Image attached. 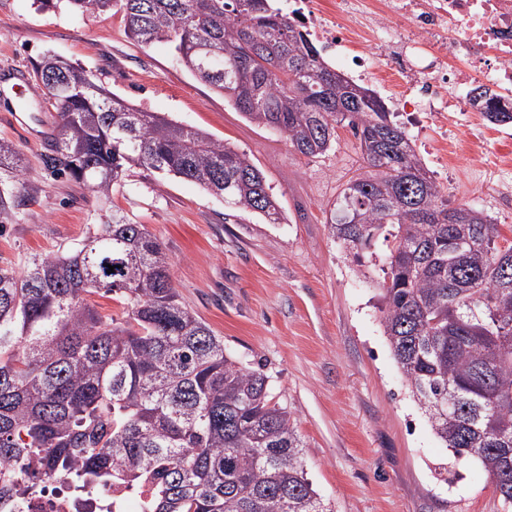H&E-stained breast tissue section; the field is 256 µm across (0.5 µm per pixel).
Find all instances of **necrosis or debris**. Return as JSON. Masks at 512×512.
<instances>
[{
    "instance_id": "necrosis-or-debris-1",
    "label": "necrosis or debris",
    "mask_w": 512,
    "mask_h": 512,
    "mask_svg": "<svg viewBox=\"0 0 512 512\" xmlns=\"http://www.w3.org/2000/svg\"><path fill=\"white\" fill-rule=\"evenodd\" d=\"M323 48L336 51L358 44L361 31L376 32L383 67L369 76L385 83L398 79L406 92L402 112H466L469 87L485 83L512 92V0H325L306 14ZM39 493L24 512H77L57 480L37 476ZM152 488L115 482L96 490L94 500L114 512H143Z\"/></svg>"
}]
</instances>
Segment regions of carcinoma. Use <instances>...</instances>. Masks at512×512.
Returning <instances> with one entry per match:
<instances>
[{"instance_id":"1","label":"carcinoma","mask_w":512,"mask_h":512,"mask_svg":"<svg viewBox=\"0 0 512 512\" xmlns=\"http://www.w3.org/2000/svg\"><path fill=\"white\" fill-rule=\"evenodd\" d=\"M36 2L122 13L131 38L171 44L196 79L302 156L326 153L336 128L350 127L367 171L337 195L329 234L357 259L386 247L384 336L448 449V474L477 462L512 506V244L498 246V225L482 211L448 204L381 98L336 79L272 0ZM37 76L58 109L52 172L90 178L107 196L141 167L281 221L246 154L136 108L55 55ZM472 93L489 122L512 123L501 96ZM22 177L18 151L0 140V233L21 205ZM171 266L145 225L114 218L21 272L0 267V512L22 508L42 471L82 494L147 480L144 512H333L269 376L180 302ZM101 291L123 305L121 317L101 315L91 301Z\"/></svg>"}]
</instances>
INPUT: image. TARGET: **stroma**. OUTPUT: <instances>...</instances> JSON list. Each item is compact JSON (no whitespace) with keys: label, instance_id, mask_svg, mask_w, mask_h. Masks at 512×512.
Returning <instances> with one entry per match:
<instances>
[{"label":"stroma","instance_id":"1","mask_svg":"<svg viewBox=\"0 0 512 512\" xmlns=\"http://www.w3.org/2000/svg\"><path fill=\"white\" fill-rule=\"evenodd\" d=\"M48 53L141 109L245 153L278 199L281 222L142 168L106 197L51 174L44 157L57 111L33 87ZM397 122L449 204L483 210L512 242V202L501 194L512 187V123H490L477 111ZM0 140L21 155L25 196L0 233L1 267L23 270L116 216L146 225L172 259L182 304L227 351L270 376L273 394L293 412L307 476L333 512H504L478 463L464 465L460 479L439 476L448 450L410 397L380 323L383 258L355 259L328 232L338 192L364 167L349 127H338L325 155L302 156L192 76L169 44L128 38L120 15L0 0Z\"/></svg>","mask_w":512,"mask_h":512}]
</instances>
